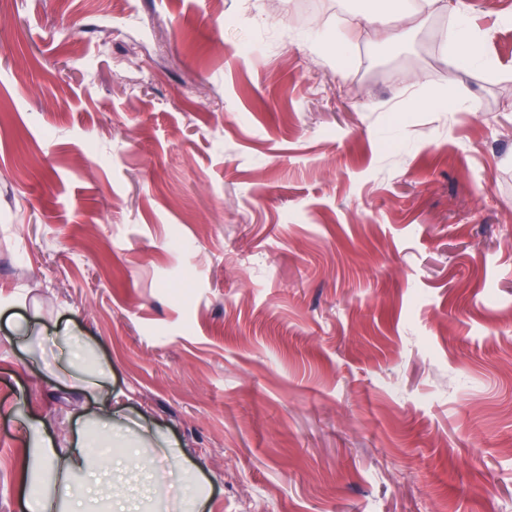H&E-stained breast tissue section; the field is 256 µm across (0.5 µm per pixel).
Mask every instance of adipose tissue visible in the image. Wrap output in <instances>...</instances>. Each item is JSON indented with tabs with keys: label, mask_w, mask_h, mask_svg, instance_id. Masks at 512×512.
<instances>
[{
	"label": "adipose tissue",
	"mask_w": 512,
	"mask_h": 512,
	"mask_svg": "<svg viewBox=\"0 0 512 512\" xmlns=\"http://www.w3.org/2000/svg\"><path fill=\"white\" fill-rule=\"evenodd\" d=\"M383 9L363 16L366 24L379 22L383 14H394L399 28L388 31L396 42L404 26L424 13L447 10L446 0H383ZM114 413L110 400H103L86 429L78 430L71 447H55L53 441H39L30 449L18 474V493L25 512H90L89 495L99 492L103 477L116 470H131L138 454L114 450Z\"/></svg>",
	"instance_id": "obj_1"
}]
</instances>
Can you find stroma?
<instances>
[{
    "mask_svg": "<svg viewBox=\"0 0 512 512\" xmlns=\"http://www.w3.org/2000/svg\"><path fill=\"white\" fill-rule=\"evenodd\" d=\"M301 2L0 0V512L98 409L67 333L146 512H512V0L482 73ZM79 374L71 375L69 378L73 386L80 389L100 390L107 378L108 372L101 365L89 368L86 365V353L79 357ZM182 480L186 488L184 496L186 510L183 512H201L202 506L208 497H205L206 494L201 480L195 473H191L188 470H183Z\"/></svg>",
    "mask_w": 512,
    "mask_h": 512,
    "instance_id": "stroma-1",
    "label": "stroma"
}]
</instances>
